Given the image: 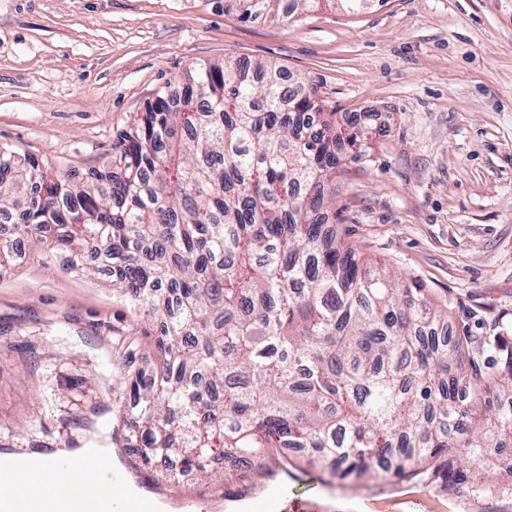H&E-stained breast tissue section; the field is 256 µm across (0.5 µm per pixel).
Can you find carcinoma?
<instances>
[{
	"label": "carcinoma",
	"instance_id": "obj_1",
	"mask_svg": "<svg viewBox=\"0 0 512 512\" xmlns=\"http://www.w3.org/2000/svg\"><path fill=\"white\" fill-rule=\"evenodd\" d=\"M366 134L314 86L227 61L157 96L85 182L0 145V219L68 270L100 258L154 327L158 361L124 374L112 431L136 467L216 474L238 497L274 475L267 449L303 448L340 479L488 489L483 449H512V340L448 335L447 301L336 236V172L370 156ZM19 260L0 239V272Z\"/></svg>",
	"mask_w": 512,
	"mask_h": 512
}]
</instances>
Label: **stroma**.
I'll list each match as a JSON object with an SVG mask.
<instances>
[{
	"label": "stroma",
	"mask_w": 512,
	"mask_h": 512,
	"mask_svg": "<svg viewBox=\"0 0 512 512\" xmlns=\"http://www.w3.org/2000/svg\"><path fill=\"white\" fill-rule=\"evenodd\" d=\"M247 59L360 112L371 162L336 180V228L366 256L512 336V0H335L243 21L224 0H0V143L86 177L158 93L200 63ZM107 274L45 247L0 274V446L50 455L111 447L124 372L157 352ZM492 491L442 480L284 485L308 512H512V468ZM228 512L212 482L165 485L157 512Z\"/></svg>",
	"instance_id": "35a3bbf8"
}]
</instances>
